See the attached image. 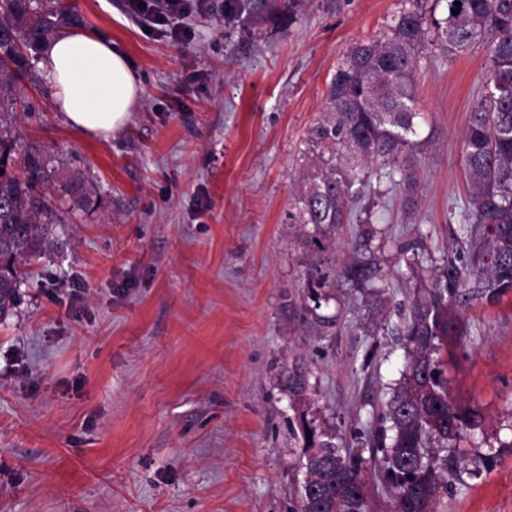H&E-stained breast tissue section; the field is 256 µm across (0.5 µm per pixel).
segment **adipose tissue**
Segmentation results:
<instances>
[{"mask_svg": "<svg viewBox=\"0 0 512 512\" xmlns=\"http://www.w3.org/2000/svg\"><path fill=\"white\" fill-rule=\"evenodd\" d=\"M55 109L76 131L108 139L128 122L142 87L129 57L94 32L64 31L43 47Z\"/></svg>", "mask_w": 512, "mask_h": 512, "instance_id": "ef3b65f1", "label": "adipose tissue"}]
</instances>
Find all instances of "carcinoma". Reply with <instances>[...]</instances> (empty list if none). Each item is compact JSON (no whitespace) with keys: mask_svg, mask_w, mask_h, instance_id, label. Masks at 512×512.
Wrapping results in <instances>:
<instances>
[{"mask_svg":"<svg viewBox=\"0 0 512 512\" xmlns=\"http://www.w3.org/2000/svg\"><path fill=\"white\" fill-rule=\"evenodd\" d=\"M80 25L62 0H0V321L18 303L25 266L50 247L66 203L89 202L78 179L56 186L58 153L15 128L16 112L35 111L24 82L41 45ZM432 38L452 56L481 42L487 46L484 91L462 134L468 195L448 215V257L431 268V286L410 298L402 379L373 422L353 431L363 447H337L336 434L312 411L316 391L308 370L293 365L282 371L302 439L304 479L293 512H372L375 485L392 496L393 512H440L460 470L476 460L488 466L496 457L483 439L472 454L461 447L483 430L485 417L480 407L451 398L442 367L448 338L463 330L460 313L470 302L466 276L483 281L481 297L490 303L512 291V0H432L428 8L409 0L385 33L352 46L336 66L326 115L309 131L315 162L288 214L303 254L299 298L288 301V312L299 325L332 336L338 316L321 313L322 307L357 293L373 314L387 317L388 272L381 258L388 245L398 262L420 275L431 235L418 229L413 236L383 237L372 220L373 205L358 213L350 207L354 171L336 165V155L343 149L381 160L387 170L370 172L376 183L400 175L397 185L413 202L418 155L432 138L419 137L415 73ZM353 222L352 255L338 262L336 232ZM482 446L487 452L478 451Z\"/></svg>","mask_w":512,"mask_h":512,"instance_id":"carcinoma-1","label":"carcinoma"}]
</instances>
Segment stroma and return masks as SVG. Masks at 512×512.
<instances>
[{
  "label": "stroma",
  "mask_w": 512,
  "mask_h": 512,
  "mask_svg": "<svg viewBox=\"0 0 512 512\" xmlns=\"http://www.w3.org/2000/svg\"><path fill=\"white\" fill-rule=\"evenodd\" d=\"M83 28L132 59L142 93L108 139L73 130L53 95L27 83L25 139L60 156L91 202L57 225L0 323V512H289L303 478L282 367L301 361L339 447L406 361L397 319L342 300L341 332L288 320L302 251L288 222L338 63L381 35L406 0H198L171 28L133 20L125 0H66ZM484 46L437 43L416 75L434 132L406 206L398 186L355 183L392 234L414 230L442 254L448 213L467 196L462 131L483 90ZM453 337L449 392L481 407L505 441L462 473L444 512H512V292L476 299ZM379 350L361 372L366 334Z\"/></svg>",
  "instance_id": "obj_1"
}]
</instances>
